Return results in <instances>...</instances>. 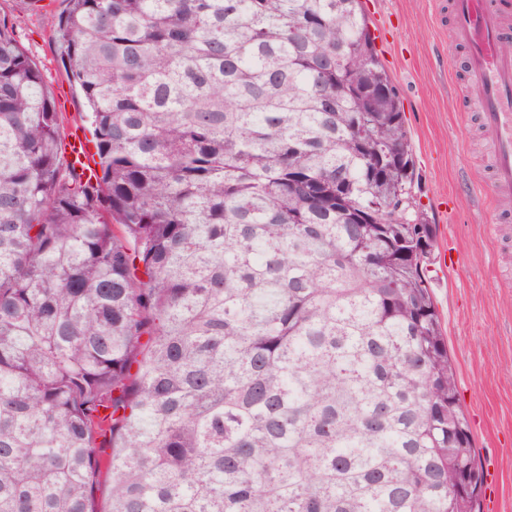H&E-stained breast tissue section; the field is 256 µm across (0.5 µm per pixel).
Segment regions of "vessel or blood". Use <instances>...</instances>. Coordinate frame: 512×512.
Listing matches in <instances>:
<instances>
[{"label": "vessel or blood", "mask_w": 512, "mask_h": 512, "mask_svg": "<svg viewBox=\"0 0 512 512\" xmlns=\"http://www.w3.org/2000/svg\"><path fill=\"white\" fill-rule=\"evenodd\" d=\"M452 28L467 49L468 87L483 127L493 135L492 185L500 201L512 200V57L500 44L512 30V0H452Z\"/></svg>", "instance_id": "1"}]
</instances>
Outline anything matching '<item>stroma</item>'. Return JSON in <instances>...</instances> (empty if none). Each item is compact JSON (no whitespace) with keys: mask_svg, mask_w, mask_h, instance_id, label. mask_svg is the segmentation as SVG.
<instances>
[{"mask_svg":"<svg viewBox=\"0 0 512 512\" xmlns=\"http://www.w3.org/2000/svg\"><path fill=\"white\" fill-rule=\"evenodd\" d=\"M363 3L405 113L419 173L414 193L436 226L428 275L484 473L480 512H512V203L494 199L491 136L467 96V57L454 41L449 0ZM65 7L0 0V22L42 68L70 131L82 125L85 103L57 62L48 25Z\"/></svg>","mask_w":512,"mask_h":512,"instance_id":"obj_1","label":"stroma"}]
</instances>
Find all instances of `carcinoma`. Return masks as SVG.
<instances>
[{"instance_id":"1","label":"carcinoma","mask_w":512,"mask_h":512,"mask_svg":"<svg viewBox=\"0 0 512 512\" xmlns=\"http://www.w3.org/2000/svg\"><path fill=\"white\" fill-rule=\"evenodd\" d=\"M66 2L88 174L0 24V512H479L362 0Z\"/></svg>"}]
</instances>
